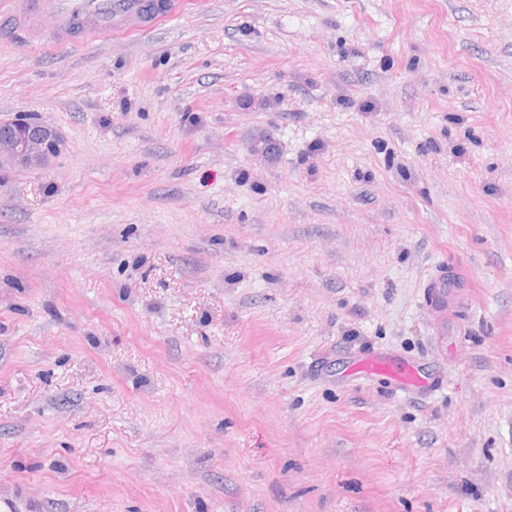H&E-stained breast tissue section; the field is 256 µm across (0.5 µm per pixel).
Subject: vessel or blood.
<instances>
[{"instance_id":"obj_1","label":"vessel or blood","mask_w":512,"mask_h":512,"mask_svg":"<svg viewBox=\"0 0 512 512\" xmlns=\"http://www.w3.org/2000/svg\"><path fill=\"white\" fill-rule=\"evenodd\" d=\"M177 0H163L151 9L147 0H10L7 11L0 13V40L18 37L41 44L47 41L70 42L73 35L101 37L112 32L136 31L175 15ZM51 16L54 29L44 34L40 20ZM457 272L447 265L436 266L423 285V298L439 319L448 316V302L455 288ZM356 370L388 375L399 389H424L426 376L419 368L395 363L371 355L360 359Z\"/></svg>"}]
</instances>
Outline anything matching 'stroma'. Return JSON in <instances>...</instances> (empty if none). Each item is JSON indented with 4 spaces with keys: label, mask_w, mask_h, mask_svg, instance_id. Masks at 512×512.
Returning <instances> with one entry per match:
<instances>
[{
    "label": "stroma",
    "mask_w": 512,
    "mask_h": 512,
    "mask_svg": "<svg viewBox=\"0 0 512 512\" xmlns=\"http://www.w3.org/2000/svg\"><path fill=\"white\" fill-rule=\"evenodd\" d=\"M21 114L64 147L0 165V512H512V0L0 41ZM456 276L454 268L441 264L423 285V298L441 321L448 319V302L454 293ZM354 369L369 373H384L401 390L424 389L428 387L427 378L419 368L409 364L388 361L376 355L360 359L355 364Z\"/></svg>",
    "instance_id": "1"
}]
</instances>
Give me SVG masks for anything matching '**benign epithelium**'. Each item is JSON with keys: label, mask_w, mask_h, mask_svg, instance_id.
Segmentation results:
<instances>
[{"label": "benign epithelium", "mask_w": 512, "mask_h": 512, "mask_svg": "<svg viewBox=\"0 0 512 512\" xmlns=\"http://www.w3.org/2000/svg\"><path fill=\"white\" fill-rule=\"evenodd\" d=\"M62 146L60 132L31 115L0 123V164L40 169Z\"/></svg>", "instance_id": "1"}]
</instances>
